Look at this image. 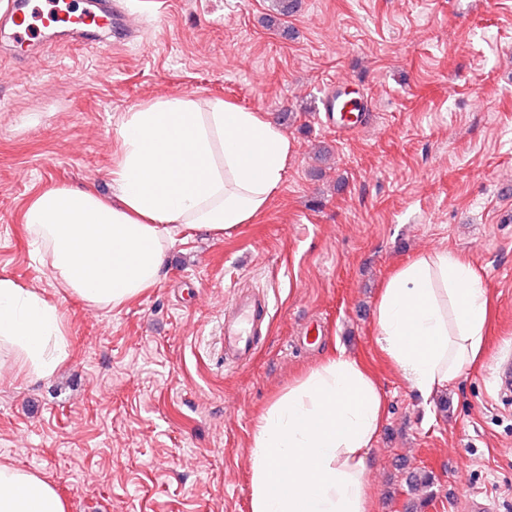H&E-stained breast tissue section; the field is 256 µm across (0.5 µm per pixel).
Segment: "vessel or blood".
<instances>
[{"label":"vessel or blood","mask_w":512,"mask_h":512,"mask_svg":"<svg viewBox=\"0 0 512 512\" xmlns=\"http://www.w3.org/2000/svg\"><path fill=\"white\" fill-rule=\"evenodd\" d=\"M10 18L19 40L31 38L40 26L55 23L58 32L69 35L89 28H106L115 21L112 0H100L99 5L79 11H61L57 0H33L30 7L11 8ZM361 100L347 94L330 93L324 102L325 121L338 133L356 131L365 114ZM233 317L225 319L220 329V344L226 364L240 365L251 359L258 346V331L270 313V302L264 296H236ZM493 381L503 394L512 393V356L503 355L498 362Z\"/></svg>","instance_id":"vessel-or-blood-1"}]
</instances>
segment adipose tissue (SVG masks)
I'll return each instance as SVG.
<instances>
[{
	"instance_id": "ef3b65f1",
	"label": "adipose tissue",
	"mask_w": 512,
	"mask_h": 512,
	"mask_svg": "<svg viewBox=\"0 0 512 512\" xmlns=\"http://www.w3.org/2000/svg\"><path fill=\"white\" fill-rule=\"evenodd\" d=\"M113 196L52 185L27 205L37 255L58 287L109 310L155 287L179 235L253 223L280 187L291 143L261 113L218 98L170 96L125 113ZM490 300L463 257L439 251L396 269L377 297V342L421 395L474 367ZM52 375L68 356L58 307L0 277V347ZM385 402L360 360L326 354L256 419L251 512H370L367 456ZM55 486L0 465V512H66Z\"/></svg>"
}]
</instances>
